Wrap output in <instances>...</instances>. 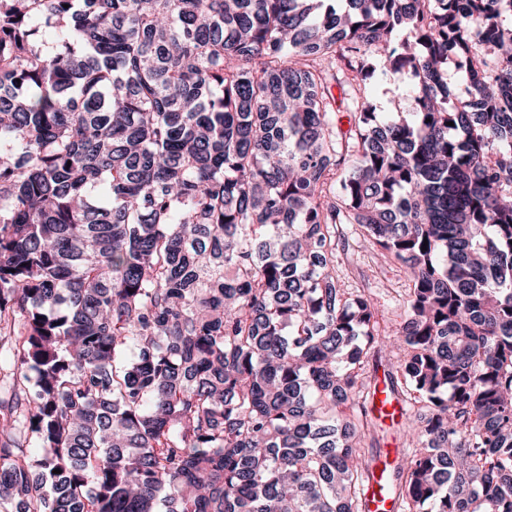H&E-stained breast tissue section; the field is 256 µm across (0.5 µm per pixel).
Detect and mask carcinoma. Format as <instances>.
<instances>
[{
	"label": "carcinoma",
	"instance_id": "cac0c4a2",
	"mask_svg": "<svg viewBox=\"0 0 512 512\" xmlns=\"http://www.w3.org/2000/svg\"><path fill=\"white\" fill-rule=\"evenodd\" d=\"M506 15L0 0V509L367 512L384 360L400 512H512ZM351 239L398 318L341 283ZM407 81V77L404 76L395 84L382 85L373 99L377 101V105H381L382 110L391 106V101L395 100L396 103L399 102L401 111L407 112L411 109V101L406 97L404 92V87ZM395 271L387 269L384 274L380 275V282L376 287L375 302L379 309L385 312L386 316L394 317L395 312H400L398 308L397 299L398 294L396 291L401 287L402 281Z\"/></svg>",
	"mask_w": 512,
	"mask_h": 512
}]
</instances>
